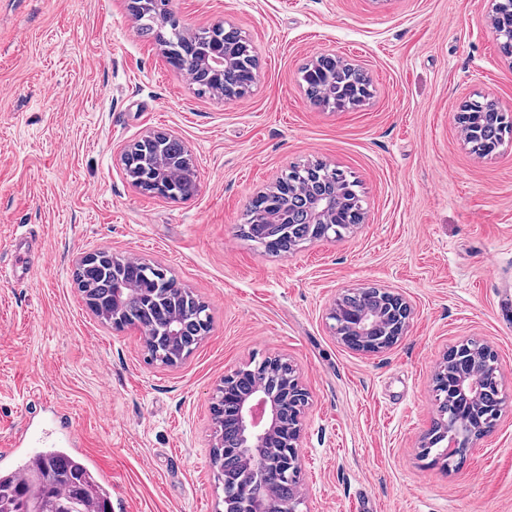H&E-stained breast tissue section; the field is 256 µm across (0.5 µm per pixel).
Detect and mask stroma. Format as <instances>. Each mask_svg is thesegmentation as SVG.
Returning a JSON list of instances; mask_svg holds the SVG:
<instances>
[{"mask_svg": "<svg viewBox=\"0 0 512 512\" xmlns=\"http://www.w3.org/2000/svg\"><path fill=\"white\" fill-rule=\"evenodd\" d=\"M185 32L240 29L257 84L201 95L142 37L128 0H0V449L67 415L112 512H224L210 406L224 375L273 356L309 392L299 512H512V135L471 150L464 102L512 111V60L490 0H169ZM322 53L371 80L364 104L313 106L299 70ZM181 138L199 192L135 188L122 150ZM358 181L342 239L273 256L242 236L257 193L294 164ZM33 235L13 269L15 236ZM166 269L205 303L209 333L176 366L113 329L75 280L92 252ZM403 294L405 336L364 355L327 312L357 288ZM489 345L504 373L493 431L454 470L422 458L448 349Z\"/></svg>", "mask_w": 512, "mask_h": 512, "instance_id": "35a3bbf8", "label": "stroma"}]
</instances>
